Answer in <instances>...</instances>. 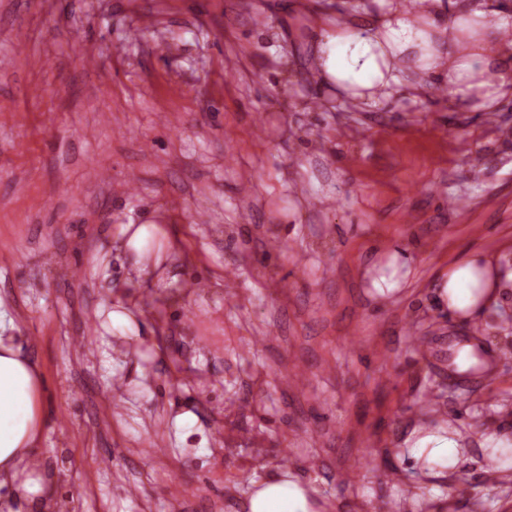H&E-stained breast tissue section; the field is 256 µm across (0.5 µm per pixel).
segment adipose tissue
Returning a JSON list of instances; mask_svg holds the SVG:
<instances>
[{
	"mask_svg": "<svg viewBox=\"0 0 512 512\" xmlns=\"http://www.w3.org/2000/svg\"><path fill=\"white\" fill-rule=\"evenodd\" d=\"M512 13L490 0H427L422 12L391 8L318 20L311 45L318 74L354 102L392 94L400 86L434 74L458 111L490 112L512 97ZM512 295V260L500 266L482 254L449 271L440 297L449 310H482ZM0 311V500L38 506L55 477L34 473L28 459L43 432L42 383L35 363L23 357L8 335ZM463 450L453 440L429 434L408 448L411 461L441 467L457 464ZM242 512H314L307 487L284 474L257 482Z\"/></svg>",
	"mask_w": 512,
	"mask_h": 512,
	"instance_id": "ef3b65f1",
	"label": "adipose tissue"
}]
</instances>
